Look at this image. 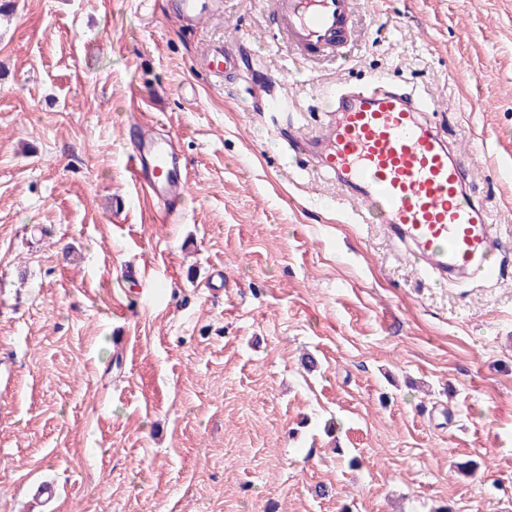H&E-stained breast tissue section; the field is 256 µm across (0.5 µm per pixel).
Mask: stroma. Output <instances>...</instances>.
I'll list each match as a JSON object with an SVG mask.
<instances>
[{"instance_id":"stroma-1","label":"stroma","mask_w":512,"mask_h":512,"mask_svg":"<svg viewBox=\"0 0 512 512\" xmlns=\"http://www.w3.org/2000/svg\"><path fill=\"white\" fill-rule=\"evenodd\" d=\"M352 31L308 57L269 0L197 29L171 0H0V512L512 503V277L425 276L294 148L337 88L393 80L512 264V0H354ZM230 40L242 70L201 73ZM130 116L175 140L177 221Z\"/></svg>"}]
</instances>
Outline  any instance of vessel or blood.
<instances>
[{"label": "vessel or blood", "instance_id": "1", "mask_svg": "<svg viewBox=\"0 0 512 512\" xmlns=\"http://www.w3.org/2000/svg\"><path fill=\"white\" fill-rule=\"evenodd\" d=\"M216 0H176L179 18L197 26ZM277 28L296 51L341 52L352 37V0H272ZM238 55L209 46L198 69L213 78L236 69ZM425 107L387 79L343 88L327 122L301 142L319 158L318 170L336 182L344 197L374 208L388 236L402 245L433 278L474 277L500 281L503 265L486 263L498 230L467 188L468 161L420 114ZM129 166L151 198L178 206L188 176L171 139L152 126L133 124Z\"/></svg>", "mask_w": 512, "mask_h": 512}]
</instances>
